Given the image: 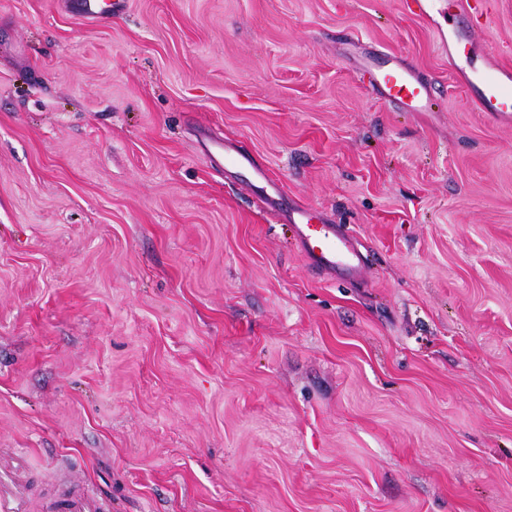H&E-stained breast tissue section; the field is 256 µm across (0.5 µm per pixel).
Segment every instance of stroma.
Segmentation results:
<instances>
[{"label":"stroma","instance_id":"obj_1","mask_svg":"<svg viewBox=\"0 0 512 512\" xmlns=\"http://www.w3.org/2000/svg\"><path fill=\"white\" fill-rule=\"evenodd\" d=\"M78 4L0 0V470L27 512H512V123L450 69L448 0ZM472 35L512 66V0ZM398 60L431 111L361 74ZM297 205L360 277L313 266Z\"/></svg>","mask_w":512,"mask_h":512}]
</instances>
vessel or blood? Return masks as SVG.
<instances>
[{
	"label": "vessel or blood",
	"instance_id": "1",
	"mask_svg": "<svg viewBox=\"0 0 512 512\" xmlns=\"http://www.w3.org/2000/svg\"><path fill=\"white\" fill-rule=\"evenodd\" d=\"M472 79L478 90V108L500 119H511L512 69L492 62L474 69ZM371 83L409 110L422 111L428 106L429 92L405 65L398 64L391 71L372 74ZM289 218L302 225V248L318 266L350 277L360 274L358 253L347 239L337 236L331 226L314 222L312 215L305 211L290 213Z\"/></svg>",
	"mask_w": 512,
	"mask_h": 512
}]
</instances>
